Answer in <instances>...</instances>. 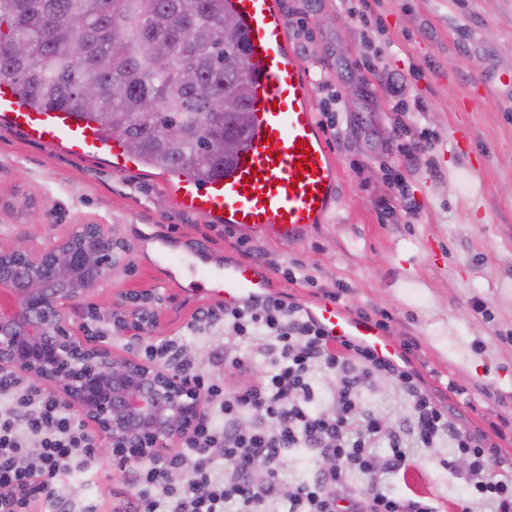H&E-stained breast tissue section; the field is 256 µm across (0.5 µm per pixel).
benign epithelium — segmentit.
Returning <instances> with one entry per match:
<instances>
[{
  "label": "benign epithelium",
  "instance_id": "1",
  "mask_svg": "<svg viewBox=\"0 0 512 512\" xmlns=\"http://www.w3.org/2000/svg\"><path fill=\"white\" fill-rule=\"evenodd\" d=\"M249 84L224 97L241 109ZM123 246L102 224H71L48 245H0V372L48 387L99 437L97 453L122 468L161 458L203 417L207 403L170 365L116 351L100 335L79 332L68 313L85 311L96 288L120 261Z\"/></svg>",
  "mask_w": 512,
  "mask_h": 512
}]
</instances>
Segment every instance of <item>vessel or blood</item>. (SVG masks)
I'll return each instance as SVG.
<instances>
[{
  "instance_id": "vessel-or-blood-1",
  "label": "vessel or blood",
  "mask_w": 512,
  "mask_h": 512,
  "mask_svg": "<svg viewBox=\"0 0 512 512\" xmlns=\"http://www.w3.org/2000/svg\"><path fill=\"white\" fill-rule=\"evenodd\" d=\"M229 5L249 40L253 132L224 176L184 182L179 203L195 213L217 214L234 228L294 239L327 219L336 197L338 165L310 106L298 58L288 47V23L277 0H229ZM0 114L32 136L66 145L75 155L107 153L117 171L136 164L121 143L104 139L93 124L68 112L22 105L6 80L0 81ZM306 147L314 154L309 162L302 153ZM155 255L167 266L172 283H179L183 268H191L200 276L199 286L228 305L259 296L269 286L268 276L249 262L215 263L199 251L172 255L161 243ZM313 316L331 338H353L389 357L398 353L375 324L335 303L317 302Z\"/></svg>"
}]
</instances>
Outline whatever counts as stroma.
Returning a JSON list of instances; mask_svg holds the SVG:
<instances>
[{"mask_svg": "<svg viewBox=\"0 0 512 512\" xmlns=\"http://www.w3.org/2000/svg\"><path fill=\"white\" fill-rule=\"evenodd\" d=\"M288 45L310 86L317 118L336 114L325 143L338 162V201L324 223L297 239L233 230L182 210L179 182L137 166L114 172L106 155L78 158L29 137L0 117V243L44 244L70 224H104L125 245L124 260L99 288V316L75 324L139 353L112 328L116 294L154 298L162 343L187 333L196 310L216 298L169 283L146 240L175 252L203 249L232 263L247 236L273 268L270 286L305 304L346 289L349 313L392 317L393 343L414 341L412 362L425 384L467 428L494 414L512 416V0H378L370 26L348 17L361 0H278ZM402 79L399 97L386 92ZM422 103L395 131L397 106ZM425 143L413 161L408 145ZM311 277L292 282L291 274ZM483 301L489 316L474 311ZM455 380L462 394L449 393ZM450 443L419 452L405 477L415 492L455 512L461 481L448 469ZM70 498L91 494L102 512L129 500L128 479L99 462L91 478L62 484Z\"/></svg>", "mask_w": 512, "mask_h": 512, "instance_id": "obj_1", "label": "stroma"}]
</instances>
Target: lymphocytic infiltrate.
Segmentation results:
<instances>
[{"label": "lymphocytic infiltrate", "instance_id": "obj_1", "mask_svg": "<svg viewBox=\"0 0 512 512\" xmlns=\"http://www.w3.org/2000/svg\"><path fill=\"white\" fill-rule=\"evenodd\" d=\"M223 324V375L183 361L209 409L178 451L132 462L133 495L114 512H438L433 499L396 490L392 477L416 465L413 448L449 441L468 461L456 505L472 500L512 512V455L500 442L512 421L473 432L425 388L410 363H395L353 339L330 341L309 309L280 293L236 306L197 309L194 328ZM248 374L239 383L235 374ZM405 395L408 433L371 406L381 381ZM0 512H101L99 501L60 495L63 477L96 468L93 437L82 421L39 385L0 374ZM333 466H325V459ZM267 477L257 482L256 469ZM362 485H354V476Z\"/></svg>", "mask_w": 512, "mask_h": 512}]
</instances>
